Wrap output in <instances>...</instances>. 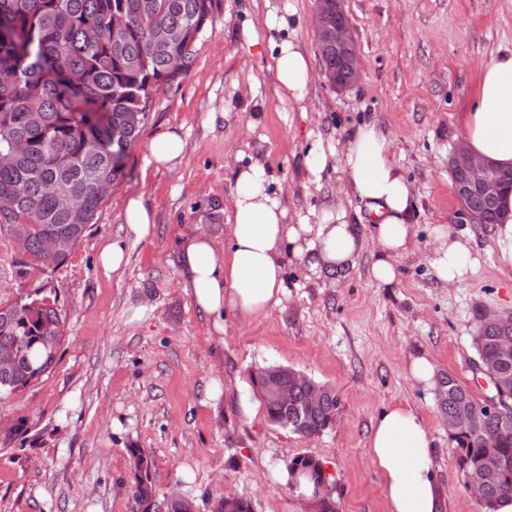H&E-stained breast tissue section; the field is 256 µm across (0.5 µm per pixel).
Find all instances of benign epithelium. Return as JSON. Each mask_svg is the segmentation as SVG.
I'll return each instance as SVG.
<instances>
[{
    "label": "benign epithelium",
    "instance_id": "7a95c632",
    "mask_svg": "<svg viewBox=\"0 0 512 512\" xmlns=\"http://www.w3.org/2000/svg\"><path fill=\"white\" fill-rule=\"evenodd\" d=\"M336 14L333 23H318V18ZM313 23L317 24L316 36L322 42L336 48L341 55V66L346 77L332 83L338 89L355 84L360 78V63L357 40L353 29L341 7V0H317ZM448 170L453 182L457 201L455 222L458 224H482L485 222L483 209L471 203L476 196L487 199L497 197L500 184L492 163L471 154L464 142H458L448 156ZM478 423V413L473 409L454 410L448 414V429L461 425L473 426Z\"/></svg>",
    "mask_w": 512,
    "mask_h": 512
}]
</instances>
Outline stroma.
<instances>
[{"label": "stroma", "mask_w": 512, "mask_h": 512, "mask_svg": "<svg viewBox=\"0 0 512 512\" xmlns=\"http://www.w3.org/2000/svg\"><path fill=\"white\" fill-rule=\"evenodd\" d=\"M343 8L361 75L339 90L316 49V0H219L190 70L154 91L125 181L68 260L19 277L22 255L0 234V302L39 290L57 297L67 323L53 372L0 400L1 425L28 419L27 432L0 447V512H135L132 448L153 457L158 499H195L200 512L224 494L247 499L252 512H317L273 477L303 455L322 463L339 512H384L367 441L374 419L399 402L428 425L444 512H479L461 481L438 389L418 384L409 362L429 357L476 398L491 393L472 370L471 336L479 311L512 313V269L498 261L494 228L466 225L479 264L462 282L438 281L426 255L430 228L451 224L457 208L448 155L480 68L491 54L512 52V0H344ZM272 12L285 26L269 25ZM285 40L313 66L302 107L284 96L271 68ZM368 122L391 134L416 204L419 248L396 259L389 286L369 276L370 223L338 169L350 134ZM169 130L185 141V155L158 169L148 163L150 145ZM318 142L335 155L315 184L304 157ZM256 157L289 223L313 224L322 210L341 208L362 246L352 264L318 276L290 260L282 303L250 319L226 312L219 341L182 289L179 244L197 231L227 249L234 174ZM137 196L154 214L143 238L124 218ZM108 243L122 248L124 261L107 274L99 255ZM267 365L335 389L340 404L328 429L304 438L265 417L239 422L234 378ZM216 376L223 392L211 401Z\"/></svg>", "instance_id": "35a3bbf8"}]
</instances>
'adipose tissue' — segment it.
Listing matches in <instances>:
<instances>
[{
    "instance_id": "adipose-tissue-1",
    "label": "adipose tissue",
    "mask_w": 512,
    "mask_h": 512,
    "mask_svg": "<svg viewBox=\"0 0 512 512\" xmlns=\"http://www.w3.org/2000/svg\"><path fill=\"white\" fill-rule=\"evenodd\" d=\"M273 61L289 100L304 103L313 79L308 56L288 40ZM461 127L472 153L503 168L512 166V53L492 55L483 65ZM342 167L379 245L371 276L377 284H392L396 258L413 254L417 241L410 222L412 189L395 163L390 135L374 122L358 127L347 142ZM228 222L232 237L226 251L191 233L184 236L179 255L183 291L218 335L224 332L225 310L252 318L281 303L286 259L300 261L317 276L351 261L361 247L359 230L344 210L323 211L314 224L289 223L286 208L268 192L264 167L255 161L236 171ZM431 235L427 261L437 279L464 280L477 264L470 236L446 224L434 225ZM431 441L424 418L407 404L389 407L374 423L367 454L381 478L386 512H441Z\"/></svg>"
}]
</instances>
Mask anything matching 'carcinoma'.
Returning <instances> with one entry per match:
<instances>
[{
	"label": "carcinoma",
	"mask_w": 512,
	"mask_h": 512,
	"mask_svg": "<svg viewBox=\"0 0 512 512\" xmlns=\"http://www.w3.org/2000/svg\"><path fill=\"white\" fill-rule=\"evenodd\" d=\"M216 0H0V234L20 240L29 260L17 273L44 268L43 239L54 235L63 264L85 237L104 201V186L126 177L130 151L148 117L154 89L185 75L195 45L212 19ZM476 316L474 360L486 372L512 378V359L500 360L502 328ZM65 318L47 295L0 305V399L50 374L64 338ZM269 420L304 437L332 423L335 390L290 368L275 375L255 372ZM286 387L293 401L281 406L272 387ZM322 391L308 405L309 392ZM439 407L479 409L480 422L453 433L464 486L477 483L481 512L512 494V397L494 414L482 409L457 380L440 378ZM134 470L137 512H188L193 501L160 505L152 479L154 460L141 448L127 449ZM288 487L307 476L325 489L319 512H338L322 464L311 456L288 461Z\"/></svg>",
	"instance_id": "cac0c4a2"
}]
</instances>
